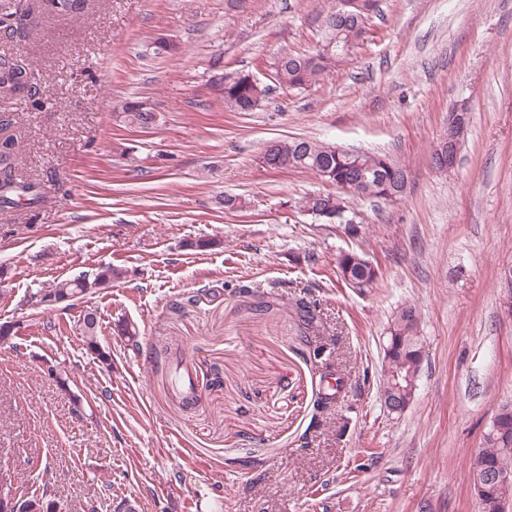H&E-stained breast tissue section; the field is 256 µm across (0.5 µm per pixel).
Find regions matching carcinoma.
<instances>
[{"mask_svg": "<svg viewBox=\"0 0 512 512\" xmlns=\"http://www.w3.org/2000/svg\"><path fill=\"white\" fill-rule=\"evenodd\" d=\"M5 0H0V31L7 34L20 32L28 14L16 6L10 11L1 8ZM38 12L61 17L80 15L86 0H34ZM372 7L369 0H341V7L328 12L323 18V45L331 42L339 44L328 51L324 48L314 53L299 54L285 51L274 64V80L281 86L303 89L318 81L322 76L336 70L349 56V50L366 32V11ZM228 74L221 75L218 91L224 100V107L231 112H251L261 106L268 97L270 87L261 83L249 82V73L237 72V77L227 80ZM41 76L32 66H20L0 58V92L16 94L31 99L38 93ZM124 120L141 127H149L156 121V113L139 100L131 99L121 107ZM269 165L274 169L294 168L315 173L332 183L336 193H316L303 197L299 209L319 217L321 223H328L325 213L338 210V205H347V196L339 189L351 187L362 178H367L363 194L393 200L402 195L406 188V169L392 158L383 154L345 152L336 146L301 138L275 140L264 151ZM17 142L3 144L0 149V204L13 203L18 193L29 192L36 185L18 178ZM336 268L344 281L360 290L372 287L379 278L378 272L369 267L368 259L361 252H341L336 256ZM123 271L112 266L98 268L91 274H83L73 279L59 280L51 288V294L59 303L82 299L86 290L96 293L112 287ZM419 314L413 305L401 307L393 316L389 326V340L385 349L384 379L382 397L387 408L405 405L412 401L408 393H401L399 375L413 367H420L423 357V343L418 334ZM98 318L83 317L82 336L87 348L104 362L109 354L102 350L98 342ZM502 471L512 472V407L503 405L495 416L484 437V448L472 458L470 472L473 479L479 480L477 492L478 512H499L498 504L502 497L512 496L497 480ZM28 512H54V501L46 498V493L26 496Z\"/></svg>", "mask_w": 512, "mask_h": 512, "instance_id": "cac0c4a2", "label": "carcinoma"}]
</instances>
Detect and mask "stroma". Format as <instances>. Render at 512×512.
I'll return each instance as SVG.
<instances>
[{
	"mask_svg": "<svg viewBox=\"0 0 512 512\" xmlns=\"http://www.w3.org/2000/svg\"><path fill=\"white\" fill-rule=\"evenodd\" d=\"M335 6L88 0L0 40L43 77L9 103L18 175L40 197L0 206V474L20 493L61 512H477L470 457L512 405V0H373L338 70L276 84L277 56L316 51ZM239 70L271 88L257 111L225 110L213 87ZM128 99L156 123L120 121ZM463 100L456 165L437 171ZM283 138L388 155L406 189L350 199L356 234L318 223L295 203L332 184L259 163ZM352 250L380 272L364 293L336 269ZM108 265L124 272L111 288L40 305ZM299 299L316 306L315 357ZM405 304L425 355L392 415L382 362ZM89 308L109 362L84 345ZM329 374L343 387L324 409ZM467 112L468 108L466 107V105L462 104L453 108V113L448 114V133H446V135L443 137L441 141L442 150L441 148L438 149L439 153H442L445 150L448 143V159H451L452 157L451 153L453 151V145H457L455 139L457 138L458 130L462 127L463 122L467 119ZM438 151H434V153L431 156L435 168L439 171H445L451 168L454 165L455 160L452 164H447V166H445L442 160L440 159V156L437 155Z\"/></svg>",
	"mask_w": 512,
	"mask_h": 512,
	"instance_id": "obj_1",
	"label": "stroma"
}]
</instances>
